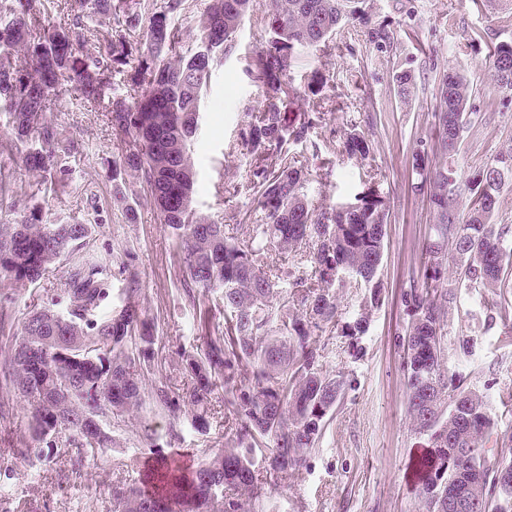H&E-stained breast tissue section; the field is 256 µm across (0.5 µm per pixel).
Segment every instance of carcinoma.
<instances>
[{"instance_id": "1", "label": "carcinoma", "mask_w": 512, "mask_h": 512, "mask_svg": "<svg viewBox=\"0 0 512 512\" xmlns=\"http://www.w3.org/2000/svg\"><path fill=\"white\" fill-rule=\"evenodd\" d=\"M183 0H167L150 21L147 51L123 33L112 0H93L90 11L75 14V23L90 29V16L111 19L115 34L105 52L79 57L69 37L41 15L36 0H11V22L0 28V113L17 142L25 169L52 168L59 147L56 126L47 112L56 105V87L79 85L92 97L109 89V73L134 68L145 87L142 95L112 97V131L129 151L112 169V180L130 173L146 184L171 244L182 257L179 283L185 295H202L196 324L201 345L178 351L184 388L165 380L152 385L154 400L173 414L190 408L198 429H210V395L224 387V447L211 453L189 473L172 466L162 448L153 449L156 467L145 486L112 488L113 512H266L265 479L257 458L268 459V471L288 477L306 462L326 418L347 381L321 363L323 346L316 334L336 333L333 288L360 284L370 289L361 313L345 323L343 336L365 333L368 313L381 302L374 281L382 260L388 210L380 193L371 190L353 202L314 207L304 193L306 171L300 160L283 151L287 142L304 143L322 120L319 112L290 115L284 85L292 54L318 48L339 25L351 20L381 48L393 32L374 19L365 0H272L264 22L269 33L250 75L264 88L267 102L246 125L243 142L256 156L250 189L254 207L246 220L251 233L239 238L224 225L193 212L194 163L191 141L197 131L202 89L212 67L222 61L253 0H210L201 20L203 36L195 49L176 52L174 18ZM492 77L503 92H512V41L494 46ZM166 86L169 112L149 134L141 105L153 87ZM467 76L450 68L437 86L433 149L421 145L413 169L429 184L435 212L433 234L425 250L422 282L404 292L409 316L404 349L407 355V413L416 431L430 441L423 463L422 512H450L448 492L470 503L465 512H512V462L490 463L483 440L491 418L483 396L461 388L444 361L448 307L465 287L483 300L485 318L493 324L512 318L505 290L512 288V224H493L503 182L499 171L512 175V151L489 160L465 187L470 204L462 212L456 170L448 159L459 149L470 119ZM374 123L370 112L360 123L343 129L350 155L367 156L371 142L362 126ZM35 141L38 146L29 145ZM164 182L184 183L186 203L161 209ZM92 232L88 224H44L32 212L17 224H0V278L14 286L40 280L48 266L73 254ZM462 261L460 277H448V246ZM126 301L99 322L92 319L105 295L94 270L78 272L69 281L68 308L52 304L27 314L13 343L0 350V417L17 397L29 405L28 438L16 455L33 452L31 444L66 434V441L105 454L115 438L103 418H119L141 404L144 364L155 356L154 326L140 304L141 284L130 265L121 262ZM497 288L489 298L485 289ZM223 316L224 323L216 322ZM471 449L464 459L456 450Z\"/></svg>"}]
</instances>
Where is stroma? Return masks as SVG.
I'll list each match as a JSON object with an SVG mask.
<instances>
[{
    "label": "stroma",
    "instance_id": "obj_1",
    "mask_svg": "<svg viewBox=\"0 0 512 512\" xmlns=\"http://www.w3.org/2000/svg\"><path fill=\"white\" fill-rule=\"evenodd\" d=\"M376 20L389 24L390 47L370 44L360 28L342 27L327 45L301 52L288 81L292 109L320 112L324 122L310 133L311 146L290 145L308 169L305 192L316 206L353 200L378 187L389 210L385 250L377 278L382 303L371 310L361 336H339L323 352L322 365L348 379L344 395L328 415L322 436L307 454L304 467L278 482L270 512H421V463L429 446L413 431L406 411L407 372L402 338L408 316L401 294L423 274L424 244L434 222L426 193L418 181L412 155L430 142L437 84L448 68L471 80L470 107L475 118L462 134L452 164L460 177L475 174L496 154L512 149V94L500 91L491 76L494 42L512 40V0L476 12L470 0H372ZM268 0H254L232 48L215 67L200 105L191 146L195 163L192 207L200 216L229 224L242 233L241 220L253 207L249 189L251 153L240 133L251 113L261 111L266 94L248 66L265 46L262 17ZM413 77L409 97L397 92L396 72ZM324 83L310 90L313 72ZM133 70L113 73L112 95L86 98L77 87L60 95L50 118L63 148L55 169L35 176L25 171L11 135L0 128V180L8 190L0 197V223H13L37 211L46 224H90L95 231L74 254L60 260L35 284L10 289L0 280V294L11 293L13 319L22 323L33 307L57 303L66 309L67 288L79 268L100 272L107 297L100 313L108 315L125 302L118 273L124 252L141 282L140 299L155 323V367L172 384H181L177 351L196 344L193 308L178 280L179 258L170 234L142 184L116 186L112 162L123 145L112 133L113 95L132 94ZM373 112L366 158L349 155L331 129L357 122ZM473 342L470 354L458 347ZM446 362L466 389L485 396L493 426L483 447L490 462L512 453V320L487 325L477 295L459 289L448 310ZM211 427L201 433L190 416L172 420L153 399L120 420L103 419L116 446L105 456L75 454L65 441L49 454L31 460L14 450L25 434L24 401L14 403V418L0 420V512H112V487L139 484L141 468H154L152 446L173 452H205L224 444V392L212 395Z\"/></svg>",
    "mask_w": 512,
    "mask_h": 512
}]
</instances>
